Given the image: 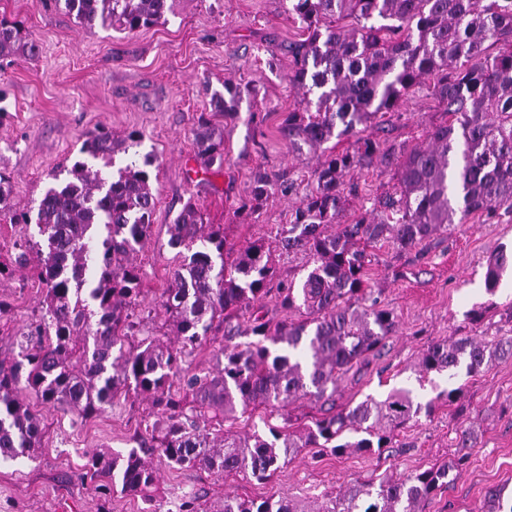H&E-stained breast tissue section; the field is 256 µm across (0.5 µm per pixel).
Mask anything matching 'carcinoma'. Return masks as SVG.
Listing matches in <instances>:
<instances>
[{
  "instance_id": "carcinoma-1",
  "label": "carcinoma",
  "mask_w": 512,
  "mask_h": 512,
  "mask_svg": "<svg viewBox=\"0 0 512 512\" xmlns=\"http://www.w3.org/2000/svg\"><path fill=\"white\" fill-rule=\"evenodd\" d=\"M87 27L114 26L134 32L172 12V0H56ZM288 16L307 37L290 46L289 82L305 106L288 112L282 132L299 149L321 151L314 187L292 221L279 227L278 247L307 255L313 268L300 287L277 285L280 306L299 314L276 323L255 305L275 277L271 247L259 239L237 251L227 246L224 225L204 223L187 202L169 225V245L178 265L160 296L165 319L149 325L135 317L143 273L133 255L150 236L156 207L151 172L156 159L128 161L109 176L98 167L141 147L136 131L116 136L90 132L84 159L67 170V181L50 187L36 221L12 211L9 176L0 171V216L26 230L12 243L11 266L28 267L44 286L37 313L23 326L18 352L0 353V457H31L42 447L39 414L28 394L58 405L81 420L132 395L151 400L165 421L155 448L171 467L200 468L267 480L307 448L336 455L385 448L413 419L429 418L443 404H456L462 388L448 386L426 402L410 388L392 389L336 409L341 377L380 348L395 331L391 312L372 304L366 277L367 248L388 244L398 252L448 232L480 213L490 219L512 214V0H285ZM378 17L384 23L375 25ZM350 18L351 27L337 21ZM499 45L486 53L485 42ZM36 41L17 24L0 20V57L35 60ZM425 89L448 120L428 132L426 145L406 154L397 184L372 211L351 224L336 219L347 180L374 157L391 153L365 138L351 151L329 142L357 132L378 114L396 112L413 89ZM247 88L229 79L211 91L212 112L196 115L191 133L202 169L224 167V128L213 123L238 118ZM316 99H311V96ZM292 191L280 178L260 176L239 209L254 214L271 198ZM512 255L497 252L487 263L486 291L496 292ZM248 315L252 340L224 346L213 372L189 373L186 357L233 315ZM171 336L175 345L157 335ZM512 360V331L487 342L477 336L437 342L412 372L453 379L460 367L473 376ZM307 399L328 406L310 425L291 424L288 406ZM264 407L283 414L285 425L271 438L229 428L238 415ZM474 431L459 435L447 462L403 477L358 482L316 509L291 500L259 503L224 496L220 512H422L435 493L468 464ZM143 448L87 455L86 476L99 489L152 501L157 472Z\"/></svg>"
}]
</instances>
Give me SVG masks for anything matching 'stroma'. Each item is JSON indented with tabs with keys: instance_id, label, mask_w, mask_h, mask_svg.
<instances>
[{
	"instance_id": "obj_1",
	"label": "stroma",
	"mask_w": 512,
	"mask_h": 512,
	"mask_svg": "<svg viewBox=\"0 0 512 512\" xmlns=\"http://www.w3.org/2000/svg\"><path fill=\"white\" fill-rule=\"evenodd\" d=\"M1 16L21 22L41 49L33 61L0 59V169L11 176L13 211H35L54 174L78 158L85 135L97 128L139 131L142 152L157 159L151 236L136 256L144 273L137 314L163 320L159 296L177 266L167 228L186 201L197 204L205 223L223 225L228 242L238 248L271 238L287 223L320 156L289 148L281 133L286 113L300 100L288 80V47L303 38L284 0H176L165 21L131 33L82 26L55 0H0ZM227 79L247 85L251 94L238 119L224 127V169L189 175L194 117L210 111L209 89L221 88ZM445 119L438 101L420 90L364 134L406 153L425 145L428 131ZM260 172L288 173L295 189L271 198L255 214L240 212ZM395 181L394 166L374 158L355 175L356 188L339 223L371 210L374 198ZM501 250L512 252V215L490 221L470 215L401 255L387 245L373 248L367 275L396 328L383 348L339 382L337 407L385 397L404 384L430 343L462 336L490 341L512 329L506 316L512 278L504 277L493 295L484 285L486 263ZM0 299L14 313L13 323L0 326V346L7 348L16 326L37 311L42 288L31 270L18 268L0 278ZM453 383L463 389V411L443 406L431 418L407 423L394 447L372 454L305 451L265 481L175 469L148 455L158 472V492L148 504L94 489L83 480V465L89 453L150 441L158 420L150 400L123 401L83 422L36 400L43 446L32 459L0 460V512H180L189 499L207 510L219 507L228 493L258 502L295 499L316 508L357 481L407 475L447 461L458 432L468 427L478 433L470 464L426 512H484L487 493L495 488L512 502V361L493 364L478 376L458 372Z\"/></svg>"
}]
</instances>
